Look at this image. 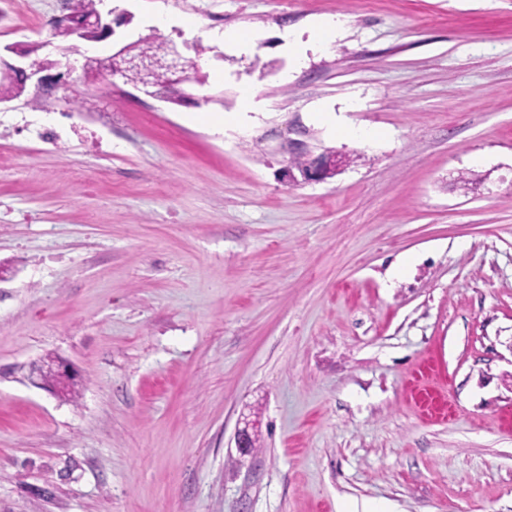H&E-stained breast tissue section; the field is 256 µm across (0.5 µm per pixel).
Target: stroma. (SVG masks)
Listing matches in <instances>:
<instances>
[{
  "label": "stroma",
  "mask_w": 512,
  "mask_h": 512,
  "mask_svg": "<svg viewBox=\"0 0 512 512\" xmlns=\"http://www.w3.org/2000/svg\"><path fill=\"white\" fill-rule=\"evenodd\" d=\"M96 6L207 81L177 104L90 84L113 48L83 42L0 104V512H512V0ZM63 12L0 0V44ZM244 87L250 122L212 132ZM290 141L349 164L284 183ZM51 360L67 395L30 381ZM343 24L339 16L335 18H319L310 28L309 42L327 43L336 34L337 29ZM332 112H322L320 118L335 134L344 138L364 139V140H380L384 138L385 132L379 128H356L340 123Z\"/></svg>",
  "instance_id": "obj_1"
}]
</instances>
